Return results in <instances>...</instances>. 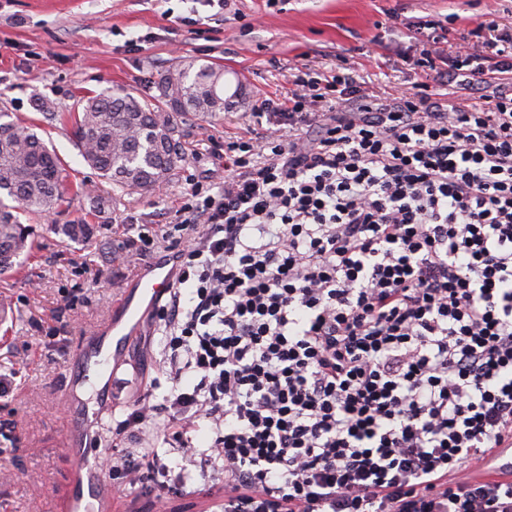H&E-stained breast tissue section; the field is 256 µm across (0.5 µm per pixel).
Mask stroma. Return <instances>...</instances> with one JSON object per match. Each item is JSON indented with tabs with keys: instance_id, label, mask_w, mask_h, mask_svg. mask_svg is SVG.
Wrapping results in <instances>:
<instances>
[{
	"instance_id": "obj_1",
	"label": "stroma",
	"mask_w": 512,
	"mask_h": 512,
	"mask_svg": "<svg viewBox=\"0 0 512 512\" xmlns=\"http://www.w3.org/2000/svg\"><path fill=\"white\" fill-rule=\"evenodd\" d=\"M489 17L512 27V0H229L224 8L206 0H0V108L53 146L70 181L96 180L71 122H44L34 98L68 113L103 91L150 97L165 71L190 58L220 65L228 85L243 86L242 101L221 120L178 118L183 158L163 192L125 196L98 216L91 241L66 242L57 232L87 218L88 198L23 216L35 250L0 275V296L12 306L0 322V373L14 379L0 396V512H56L72 468L60 405L69 347L109 314L137 249L163 255L141 245L142 232L174 227L194 184L223 185L224 139L252 127L255 106L286 95L290 72L305 66L359 75L368 92L384 96L398 88L436 93L432 70L417 64L423 42L437 37L443 60L452 61L459 45L489 39L478 28ZM162 348L148 328L127 343L100 420L105 460L153 448L167 466L179 463L162 438L112 433L134 400L157 404L168 393V382L152 383Z\"/></svg>"
}]
</instances>
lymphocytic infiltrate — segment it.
Instances as JSON below:
<instances>
[{
  "label": "lymphocytic infiltrate",
  "instance_id": "lymphocytic-infiltrate-1",
  "mask_svg": "<svg viewBox=\"0 0 512 512\" xmlns=\"http://www.w3.org/2000/svg\"><path fill=\"white\" fill-rule=\"evenodd\" d=\"M485 26L453 97L297 71L192 188L151 314L171 388L118 423L181 456L120 462L159 512L210 482L209 512H512L469 475L512 447V29Z\"/></svg>",
  "mask_w": 512,
  "mask_h": 512
}]
</instances>
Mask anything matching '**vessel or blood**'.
Listing matches in <instances>:
<instances>
[{
	"label": "vessel or blood",
	"instance_id": "1",
	"mask_svg": "<svg viewBox=\"0 0 512 512\" xmlns=\"http://www.w3.org/2000/svg\"><path fill=\"white\" fill-rule=\"evenodd\" d=\"M174 275V267L165 260L137 267L115 299L113 313L74 344L61 390L70 415L64 443L73 451L74 469L58 512H109L112 506V492L100 466V454L82 449L87 431L99 421L101 413L80 398L78 389L91 373L102 374L108 367L118 365L130 336L140 330L145 311L171 288Z\"/></svg>",
	"mask_w": 512,
	"mask_h": 512
}]
</instances>
